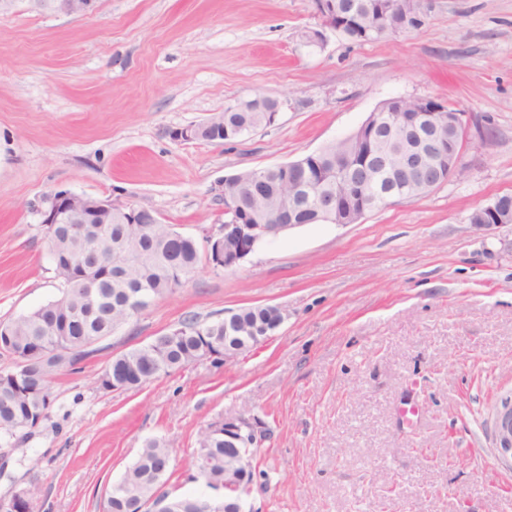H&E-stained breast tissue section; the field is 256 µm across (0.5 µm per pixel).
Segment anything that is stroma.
<instances>
[{
    "label": "stroma",
    "instance_id": "obj_1",
    "mask_svg": "<svg viewBox=\"0 0 512 512\" xmlns=\"http://www.w3.org/2000/svg\"><path fill=\"white\" fill-rule=\"evenodd\" d=\"M421 26L376 42L329 36L313 0H98L85 17L0 15V321L61 295L40 223L58 191L118 199L203 241L224 222L216 187L354 133L389 99L463 112L464 173L356 224H307L233 270L199 265L181 288L52 383L49 416L0 444V498L36 512H103L150 438L190 481L196 439L229 415L260 419L266 472L253 512H512V460L493 415L512 398V224L470 223L512 194V0H426ZM285 101L234 142L173 139L225 106ZM275 305L268 340L135 390L105 391L113 356L188 317Z\"/></svg>",
    "mask_w": 512,
    "mask_h": 512
}]
</instances>
